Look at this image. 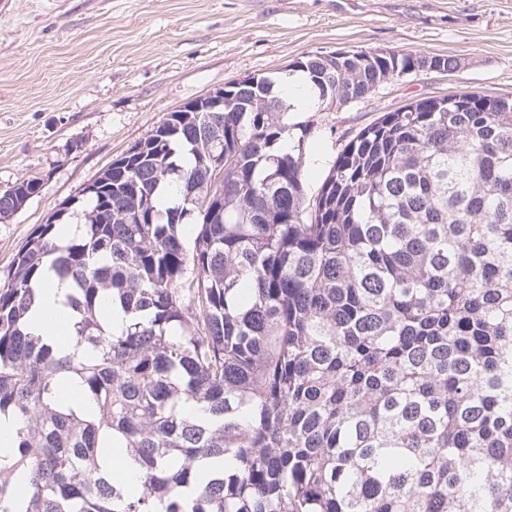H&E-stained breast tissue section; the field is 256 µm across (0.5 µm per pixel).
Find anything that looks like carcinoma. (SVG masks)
<instances>
[{"mask_svg": "<svg viewBox=\"0 0 512 512\" xmlns=\"http://www.w3.org/2000/svg\"><path fill=\"white\" fill-rule=\"evenodd\" d=\"M427 62L458 59L315 52L288 72L326 111ZM224 93L222 176L206 174V113L170 112L15 254L0 415L19 427L0 512H512V95L383 113L307 206L308 128L276 81ZM37 184L0 193V211ZM52 279L69 352L28 329ZM68 380L89 410L61 396Z\"/></svg>", "mask_w": 512, "mask_h": 512, "instance_id": "obj_1", "label": "carcinoma"}]
</instances>
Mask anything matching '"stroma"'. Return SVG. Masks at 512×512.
Returning <instances> with one entry per match:
<instances>
[{
  "label": "stroma",
  "mask_w": 512,
  "mask_h": 512,
  "mask_svg": "<svg viewBox=\"0 0 512 512\" xmlns=\"http://www.w3.org/2000/svg\"><path fill=\"white\" fill-rule=\"evenodd\" d=\"M361 49L452 55L461 67L289 113L311 126L307 195L382 113L424 97L511 95L512 0H0V192L42 184L0 220V285L34 228L169 112L314 52Z\"/></svg>",
  "instance_id": "stroma-1"
}]
</instances>
